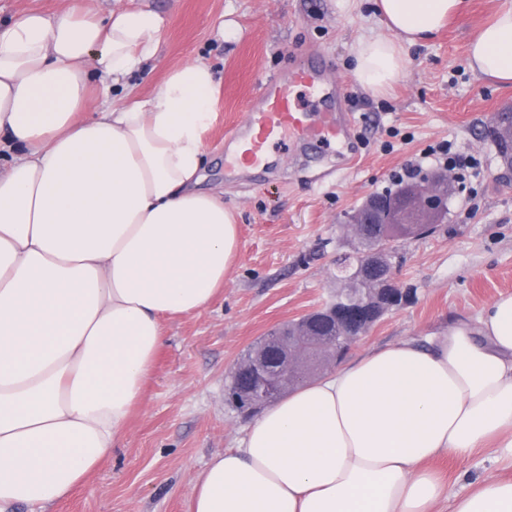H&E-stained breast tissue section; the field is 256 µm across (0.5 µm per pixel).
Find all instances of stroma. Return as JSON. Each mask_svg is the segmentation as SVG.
I'll return each instance as SVG.
<instances>
[{"mask_svg":"<svg viewBox=\"0 0 512 512\" xmlns=\"http://www.w3.org/2000/svg\"><path fill=\"white\" fill-rule=\"evenodd\" d=\"M167 26L151 72V93L170 67L204 56L220 94L208 134L204 188H220L239 224L241 249L224 288L198 313L166 322L162 346L141 405L117 448L67 499L9 512H189L195 479L206 463L234 447L248 424L224 400L234 362L270 330L331 302L341 284L337 255L351 251L342 225L362 199L391 189V175L443 140L477 156L482 168L450 205L447 224L399 244L395 284L407 305L387 312L351 354L407 336H429L473 320L496 298L512 294V188L494 179V146L481 136L487 116L512 102V84L474 76L467 45L502 0H468L465 12L436 38L410 51L407 77L385 96L354 82L351 45L382 36L367 0H143ZM234 34L220 35L222 20ZM322 63L344 89L342 105L357 120L360 153L345 161L338 145L293 143L274 148L260 174L224 168V138L243 124L247 100L301 59ZM398 137H390V130ZM393 151H386L385 142ZM450 489L484 473L512 469L475 456L469 471L434 463Z\"/></svg>","mask_w":512,"mask_h":512,"instance_id":"obj_1","label":"stroma"}]
</instances>
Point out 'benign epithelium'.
Listing matches in <instances>:
<instances>
[{"label": "benign epithelium", "mask_w": 512, "mask_h": 512, "mask_svg": "<svg viewBox=\"0 0 512 512\" xmlns=\"http://www.w3.org/2000/svg\"><path fill=\"white\" fill-rule=\"evenodd\" d=\"M506 109L494 114L486 125L483 136L498 144L500 161L496 179L512 186V138L501 139L502 128L512 133V121L503 124L501 117L511 114ZM456 180L448 171L432 174L421 182L404 188L402 193L384 203L369 196L348 218L346 228L351 232L359 253L354 260L336 266V280L342 291L353 300L351 308L330 305L306 313L299 318L270 331L260 338L233 365V376H243L247 382L233 390V403L239 413L251 417L283 397L298 382L320 376L336 367V335L355 342L363 336L370 321L393 306L408 301L406 292L396 288L392 263L386 252L366 244L374 240L378 224H415L424 231L434 230L439 218L448 214ZM368 280L363 293L354 288L356 281ZM318 321L326 328L316 331Z\"/></svg>", "instance_id": "benign-epithelium-1"}]
</instances>
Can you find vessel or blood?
Here are the masks:
<instances>
[{
    "mask_svg": "<svg viewBox=\"0 0 512 512\" xmlns=\"http://www.w3.org/2000/svg\"><path fill=\"white\" fill-rule=\"evenodd\" d=\"M319 76L311 62L301 63L292 74L270 80L248 101L249 120L230 138L240 149L234 166L246 172L264 168L271 145L286 133L302 141H333L347 148L352 146L356 140L355 124L348 113L331 112L315 122L294 103L293 86L314 85Z\"/></svg>",
    "mask_w": 512,
    "mask_h": 512,
    "instance_id": "obj_1",
    "label": "vessel or blood"
}]
</instances>
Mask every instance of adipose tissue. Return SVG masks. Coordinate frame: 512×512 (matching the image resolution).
Here are the masks:
<instances>
[{
    "label": "adipose tissue",
    "mask_w": 512,
    "mask_h": 512,
    "mask_svg": "<svg viewBox=\"0 0 512 512\" xmlns=\"http://www.w3.org/2000/svg\"><path fill=\"white\" fill-rule=\"evenodd\" d=\"M465 0H374L352 76L389 93L412 46ZM166 20L65 7L0 23V508L66 498L121 439L165 321L203 310L240 252L223 193L201 186L219 85L197 58L147 97L128 79ZM512 82V5L468 45ZM482 450L512 463V295L425 341L364 351L289 390L213 456L192 512H512V479L450 492L429 467Z\"/></svg>",
    "instance_id": "adipose-tissue-1"
}]
</instances>
